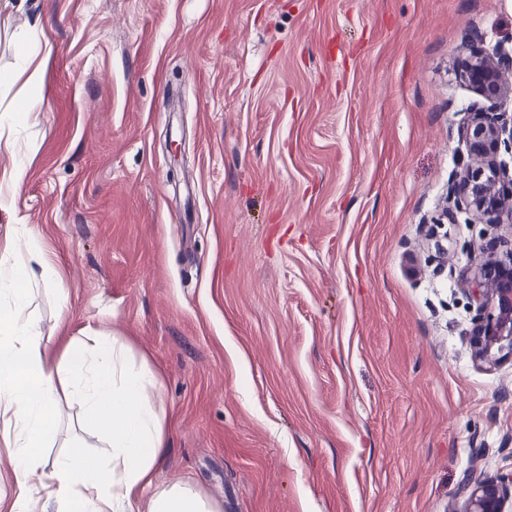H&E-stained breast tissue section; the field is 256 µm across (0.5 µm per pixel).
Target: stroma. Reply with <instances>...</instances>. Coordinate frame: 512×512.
Masks as SVG:
<instances>
[{
	"instance_id": "obj_1",
	"label": "stroma",
	"mask_w": 512,
	"mask_h": 512,
	"mask_svg": "<svg viewBox=\"0 0 512 512\" xmlns=\"http://www.w3.org/2000/svg\"><path fill=\"white\" fill-rule=\"evenodd\" d=\"M512 0H0V233L47 258L45 344L104 329L157 375L167 450L221 512H451L512 470V363L476 366L446 207L470 52ZM41 63L15 78L16 52ZM66 320V331L56 324ZM63 403L49 456L81 438Z\"/></svg>"
}]
</instances>
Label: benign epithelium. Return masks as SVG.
I'll use <instances>...</instances> for the list:
<instances>
[{
	"mask_svg": "<svg viewBox=\"0 0 512 512\" xmlns=\"http://www.w3.org/2000/svg\"><path fill=\"white\" fill-rule=\"evenodd\" d=\"M512 69V50L498 46L494 52L465 63L462 77L494 111L474 103L470 119L460 129L469 147V161L448 187L450 206L443 218L454 223V211L465 210L471 221L504 227L512 234V165L499 158L512 149V85L504 72ZM485 258L459 275L475 315L468 332L474 362L494 366L512 362V240L505 248L487 243ZM512 500V471L489 479L466 478L461 501L453 512H505Z\"/></svg>",
	"mask_w": 512,
	"mask_h": 512,
	"instance_id": "7a95c632",
	"label": "benign epithelium"
}]
</instances>
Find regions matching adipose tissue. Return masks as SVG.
<instances>
[{"mask_svg": "<svg viewBox=\"0 0 512 512\" xmlns=\"http://www.w3.org/2000/svg\"><path fill=\"white\" fill-rule=\"evenodd\" d=\"M0 253L9 258L8 266H0V296L8 299L0 310V421L8 426L0 445L10 448L23 484L10 512H37V496L24 487L35 473L42 493L57 498L61 512H135L146 490L148 512H221L189 483L153 487L165 429L155 397L159 380L148 364L135 361L127 344L103 330L69 337L50 353L27 313L28 283L43 254L20 249L10 233L0 241ZM67 399L78 400L84 423L100 430L105 454L75 442L64 455L46 457Z\"/></svg>", "mask_w": 512, "mask_h": 512, "instance_id": "1", "label": "adipose tissue"}]
</instances>
